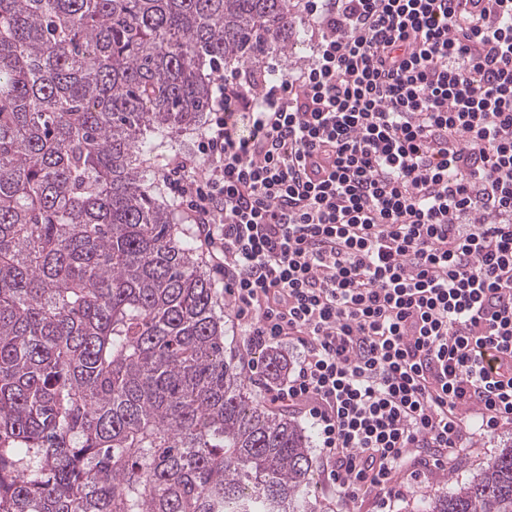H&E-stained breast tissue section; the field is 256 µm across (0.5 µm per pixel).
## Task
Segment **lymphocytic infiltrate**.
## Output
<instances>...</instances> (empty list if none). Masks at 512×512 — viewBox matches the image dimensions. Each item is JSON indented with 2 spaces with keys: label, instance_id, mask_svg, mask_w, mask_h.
I'll list each match as a JSON object with an SVG mask.
<instances>
[{
  "label": "lymphocytic infiltrate",
  "instance_id": "lymphocytic-infiltrate-1",
  "mask_svg": "<svg viewBox=\"0 0 512 512\" xmlns=\"http://www.w3.org/2000/svg\"><path fill=\"white\" fill-rule=\"evenodd\" d=\"M296 74L214 70L163 183L224 273L269 400L311 421L346 507L411 449L512 424V0H305ZM246 130H239V122Z\"/></svg>",
  "mask_w": 512,
  "mask_h": 512
}]
</instances>
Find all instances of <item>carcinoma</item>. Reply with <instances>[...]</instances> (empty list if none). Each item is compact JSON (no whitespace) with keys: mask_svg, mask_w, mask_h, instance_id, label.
<instances>
[{"mask_svg":"<svg viewBox=\"0 0 512 512\" xmlns=\"http://www.w3.org/2000/svg\"><path fill=\"white\" fill-rule=\"evenodd\" d=\"M300 4L0 0V512H305L310 436L226 360L148 165ZM417 512H512V445Z\"/></svg>","mask_w":512,"mask_h":512,"instance_id":"carcinoma-1","label":"carcinoma"}]
</instances>
